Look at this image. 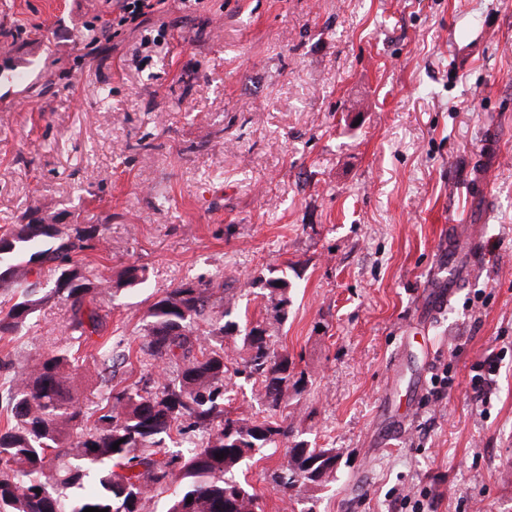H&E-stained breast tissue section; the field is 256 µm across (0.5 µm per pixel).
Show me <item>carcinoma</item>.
<instances>
[{"mask_svg": "<svg viewBox=\"0 0 512 512\" xmlns=\"http://www.w3.org/2000/svg\"><path fill=\"white\" fill-rule=\"evenodd\" d=\"M39 213L31 206L0 231V289L11 294V305L0 311V338L22 334L39 308L56 299L67 309L65 340L23 368L0 357L7 377L0 388L7 415L0 430V512H142L146 500L162 494L166 512H262L235 473L245 459L269 458L281 445L288 460L271 480L289 498L337 476L338 449L317 448L282 421L226 411L230 371L260 380L273 416L283 414L288 389L304 375H296L288 353L271 349L262 323L249 328L228 320L235 300L210 278L182 282L148 306L140 350L158 362L156 374L114 385L112 347L97 348L101 392L87 411L79 394L89 379L81 348L106 326L105 303L122 288L144 284V269L131 265L112 279L82 259L102 243L104 225L48 224ZM250 287L266 290L269 318L287 319L286 271L258 276ZM240 332L246 356L233 368L224 339ZM173 439L187 446L166 448Z\"/></svg>", "mask_w": 512, "mask_h": 512, "instance_id": "carcinoma-1", "label": "carcinoma"}]
</instances>
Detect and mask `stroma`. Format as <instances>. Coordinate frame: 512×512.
Returning a JSON list of instances; mask_svg holds the SVG:
<instances>
[{
    "label": "stroma",
    "instance_id": "stroma-1",
    "mask_svg": "<svg viewBox=\"0 0 512 512\" xmlns=\"http://www.w3.org/2000/svg\"><path fill=\"white\" fill-rule=\"evenodd\" d=\"M114 7L0 0V64L27 76L0 84V226L79 215L105 227L95 266L145 268L109 319L116 380L154 373L138 350L164 291L224 278L254 322L250 280L284 268L289 421L343 456L295 504L270 481L285 449L244 463L264 512H411L424 490L512 512V0H167L106 37ZM64 325L48 304L0 351L31 362ZM229 384L232 415L266 417Z\"/></svg>",
    "mask_w": 512,
    "mask_h": 512
}]
</instances>
